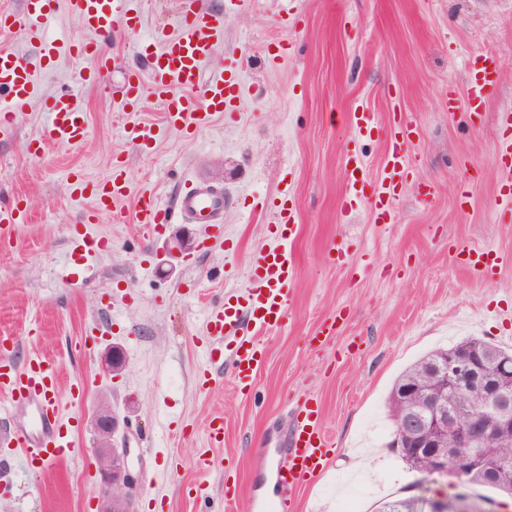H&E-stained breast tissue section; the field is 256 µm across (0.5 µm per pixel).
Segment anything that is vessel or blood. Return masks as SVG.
Masks as SVG:
<instances>
[{
	"mask_svg": "<svg viewBox=\"0 0 512 512\" xmlns=\"http://www.w3.org/2000/svg\"><path fill=\"white\" fill-rule=\"evenodd\" d=\"M178 33L174 38H160L159 48L152 53L147 79L125 78L122 87L124 104L137 108L145 96H152L164 114L162 126L133 118L123 121L124 133L138 149L149 147L159 128L186 134L209 127L216 114L234 115L238 110V84L220 76L203 81L202 70L212 58L224 28V15L197 9L196 0H181ZM68 9L79 19L93 38L83 42L43 41L41 56L47 62L61 55L93 58L95 67L83 78L84 83L106 87L116 68V59L100 45V38L130 30L132 18L129 0H66ZM54 15V0H22L19 11L0 13V31L26 29L48 23ZM500 57L487 52L476 59L467 81V103L470 112L482 116L488 97L499 79ZM0 93L7 97L0 104V135L12 134L16 113L33 103L36 92L32 73L20 54L10 45L0 43ZM46 130L42 141L60 145H77L87 136L84 107L76 94H53L44 100ZM412 122L403 120L389 134L387 161L376 181H368L361 158L349 159V190L345 208L358 207L369 201L382 222L395 217V206L405 185L408 165L404 146L414 134ZM494 157L509 188L504 198L512 204V113L500 115ZM67 193L73 198L92 195L94 208L110 212L114 223H126L128 217L120 203L132 196L123 166L113 165L107 179L91 186L82 176L69 174ZM137 224L144 238H153L158 226L185 217L191 223L203 224L222 232L224 222L223 189L195 183L180 191L170 206L160 205L150 194L136 195ZM260 211L268 215L280 233L293 232L296 212L292 200L279 204L260 203ZM252 274L245 288L239 289L234 303L212 308L207 326L212 338L205 348L207 363H224L240 388L249 387L265 357L262 343L284 322L293 281L294 262L287 249L275 247L257 253L251 261ZM0 395L11 401L10 414L15 425L7 442L17 455L0 460V466L13 468L17 458L26 463L60 465L66 462L74 447L59 424V377L52 360L34 355L22 364L16 363L4 338L0 337ZM288 464L276 471L278 504L288 505L297 489L317 477L331 451V440L322 426L318 405H308L300 412L288 440Z\"/></svg>",
	"mask_w": 512,
	"mask_h": 512,
	"instance_id": "b4317fda",
	"label": "vessel or blood"
}]
</instances>
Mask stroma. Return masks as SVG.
I'll list each match as a JSON object with an SVG mask.
<instances>
[{
  "instance_id": "obj_1",
  "label": "stroma",
  "mask_w": 512,
  "mask_h": 512,
  "mask_svg": "<svg viewBox=\"0 0 512 512\" xmlns=\"http://www.w3.org/2000/svg\"><path fill=\"white\" fill-rule=\"evenodd\" d=\"M200 4L224 13V38L205 70H239L247 95L236 118L220 114L201 132H169L138 150L120 129L119 98L78 82L92 60L64 56L38 67L36 80L41 94L70 89L81 98L86 139L30 154V138L44 129L37 102L18 116L13 137H0V194L21 196L31 217L13 231L12 250L0 252V335L12 337L16 362L39 353L59 363L62 414L78 418L66 466H19L0 512H98L90 420L102 403L122 420L115 447L132 451L133 512H217L228 492L250 512L268 458L279 456L295 410L311 397L336 452L298 491L295 512H336L347 499L377 512L403 493L433 501L463 493L502 512V493L449 475L426 479L403 461L390 446L386 402L397 378L434 350L466 338L512 350V222L499 220L493 161L497 115L512 110V0H292L289 16L282 0H253L245 11L225 10L224 0ZM134 8L138 30L106 48L140 67L151 34L175 32L179 0H135ZM484 52L500 54L501 71L477 124L464 97L468 62ZM361 107L375 126L369 138L349 121ZM402 114L415 134L395 219L381 223L365 205L344 210L349 156L377 177ZM119 160L134 188L165 205L191 180L223 188V235L205 240L204 225L178 219L149 242L137 224L113 223L105 211L84 224L93 203L68 197V174L100 181ZM284 194L296 209L292 295L282 326L264 340L252 391L241 393L223 365L203 364L206 316L275 242L267 220L247 215ZM79 229L110 242L83 265L71 243ZM177 230L196 246L162 267ZM460 244L494 250L497 266L467 268ZM113 346L125 366L106 375L101 357ZM77 383L86 394L75 406ZM217 414L224 445L210 449L217 465L203 472L197 457ZM197 483L209 486L207 499L188 495Z\"/></svg>"
}]
</instances>
